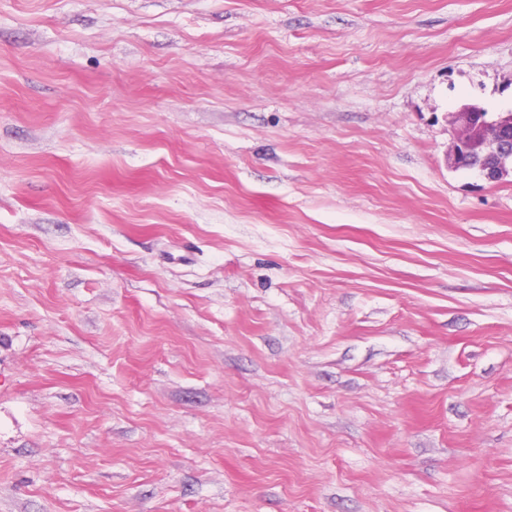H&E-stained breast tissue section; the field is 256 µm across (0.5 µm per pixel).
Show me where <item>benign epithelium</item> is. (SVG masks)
I'll return each instance as SVG.
<instances>
[{"label": "benign epithelium", "instance_id": "7a95c632", "mask_svg": "<svg viewBox=\"0 0 512 512\" xmlns=\"http://www.w3.org/2000/svg\"><path fill=\"white\" fill-rule=\"evenodd\" d=\"M453 121L460 123L462 130L448 150L451 167L459 166L461 154L474 153L480 158L477 169L486 179L497 182L512 176V111L493 116L467 107L455 113Z\"/></svg>", "mask_w": 512, "mask_h": 512}]
</instances>
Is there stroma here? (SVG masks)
I'll list each match as a JSON object with an SVG mask.
<instances>
[{"mask_svg": "<svg viewBox=\"0 0 512 512\" xmlns=\"http://www.w3.org/2000/svg\"><path fill=\"white\" fill-rule=\"evenodd\" d=\"M512 0H0V512H512ZM480 108L467 107L453 113V122H460L458 134L448 150V164L456 168L461 153H475L480 162L475 169L492 182L512 176V111L490 115ZM459 148V149H458Z\"/></svg>", "mask_w": 512, "mask_h": 512, "instance_id": "obj_1", "label": "stroma"}]
</instances>
